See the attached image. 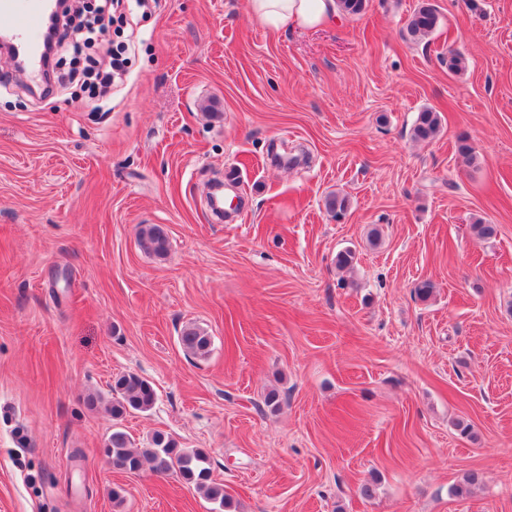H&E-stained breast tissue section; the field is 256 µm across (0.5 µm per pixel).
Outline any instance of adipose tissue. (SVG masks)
Returning <instances> with one entry per match:
<instances>
[{
	"label": "adipose tissue",
	"mask_w": 512,
	"mask_h": 512,
	"mask_svg": "<svg viewBox=\"0 0 512 512\" xmlns=\"http://www.w3.org/2000/svg\"><path fill=\"white\" fill-rule=\"evenodd\" d=\"M252 18L272 32L332 25L341 12L336 0H249Z\"/></svg>",
	"instance_id": "obj_1"
}]
</instances>
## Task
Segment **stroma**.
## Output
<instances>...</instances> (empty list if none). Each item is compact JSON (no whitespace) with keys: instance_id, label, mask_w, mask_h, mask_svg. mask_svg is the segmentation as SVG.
I'll list each match as a JSON object with an SVG mask.
<instances>
[{"instance_id":"stroma-1","label":"stroma","mask_w":512,"mask_h":512,"mask_svg":"<svg viewBox=\"0 0 512 512\" xmlns=\"http://www.w3.org/2000/svg\"><path fill=\"white\" fill-rule=\"evenodd\" d=\"M420 2L272 33L247 0H153L95 33L135 45L111 100L0 87V512H215L113 470L115 428L204 450L226 512H512V0H431L415 39ZM425 108L442 128L416 142ZM127 373L156 403L116 419ZM438 19L439 14L435 6L429 3V0H422L418 7L407 17L405 30L411 37H423L434 31ZM140 246L149 254L165 257L168 253V239L163 230L155 224L141 225L138 231ZM180 343L188 354L205 357L210 352L211 338L201 328L188 326L181 333Z\"/></svg>"}]
</instances>
